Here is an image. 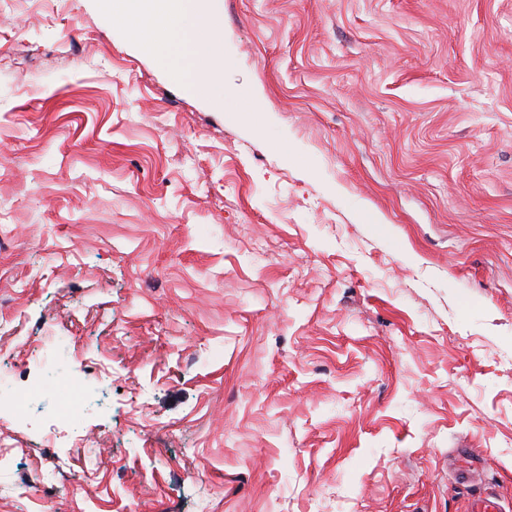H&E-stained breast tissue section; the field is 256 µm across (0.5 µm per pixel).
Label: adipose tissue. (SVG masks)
<instances>
[{"label":"adipose tissue","mask_w":512,"mask_h":512,"mask_svg":"<svg viewBox=\"0 0 512 512\" xmlns=\"http://www.w3.org/2000/svg\"><path fill=\"white\" fill-rule=\"evenodd\" d=\"M102 6L134 38H146L152 54L190 94L221 95V31L208 0H102Z\"/></svg>","instance_id":"adipose-tissue-1"}]
</instances>
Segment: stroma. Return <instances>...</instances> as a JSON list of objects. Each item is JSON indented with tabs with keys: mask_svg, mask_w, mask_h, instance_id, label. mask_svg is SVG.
Listing matches in <instances>:
<instances>
[{
	"mask_svg": "<svg viewBox=\"0 0 512 512\" xmlns=\"http://www.w3.org/2000/svg\"><path fill=\"white\" fill-rule=\"evenodd\" d=\"M210 6L0 0V512H512V0ZM113 21L131 35H147L152 54L190 94L224 100V56L216 50L220 27L206 0H103ZM219 95V96H218Z\"/></svg>",
	"mask_w": 512,
	"mask_h": 512,
	"instance_id": "1",
	"label": "stroma"
}]
</instances>
